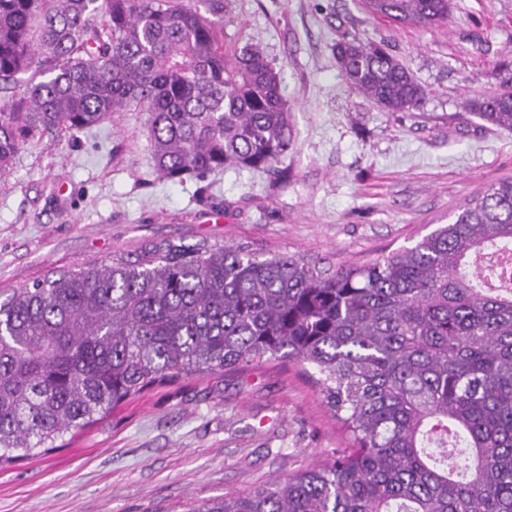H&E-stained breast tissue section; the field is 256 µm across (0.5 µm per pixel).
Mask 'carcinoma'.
Segmentation results:
<instances>
[{
    "mask_svg": "<svg viewBox=\"0 0 512 512\" xmlns=\"http://www.w3.org/2000/svg\"><path fill=\"white\" fill-rule=\"evenodd\" d=\"M428 29L451 0H363ZM181 0H0V175L24 144L140 110L175 181L268 171L292 148L281 72L233 58ZM42 59L36 61L32 47ZM389 112L426 98L381 44L334 47ZM464 107L512 128V90ZM512 177L414 246L335 268L244 244H153L0 299V465L55 448L153 387L268 362L315 370L348 451L188 512H512Z\"/></svg>",
    "mask_w": 512,
    "mask_h": 512,
    "instance_id": "obj_1",
    "label": "carcinoma"
}]
</instances>
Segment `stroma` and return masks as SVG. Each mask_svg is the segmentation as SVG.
<instances>
[{
  "label": "stroma",
  "instance_id": "35a3bbf8",
  "mask_svg": "<svg viewBox=\"0 0 512 512\" xmlns=\"http://www.w3.org/2000/svg\"><path fill=\"white\" fill-rule=\"evenodd\" d=\"M224 44L283 75L295 146L281 172L161 178L137 111L29 140L0 176V291L171 241L248 244L333 266L411 246L512 174V130L468 111L512 69V0H453L421 30L361 0H224ZM385 44L426 88L378 108L344 80L342 36ZM62 447L0 467V512H184L331 460L345 432L309 374L265 363L165 384Z\"/></svg>",
  "mask_w": 512,
  "mask_h": 512
}]
</instances>
